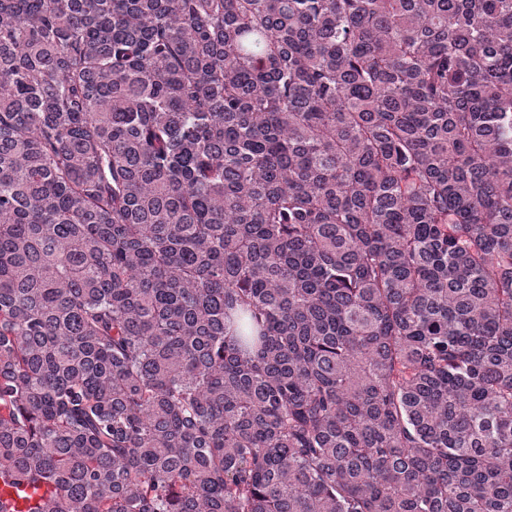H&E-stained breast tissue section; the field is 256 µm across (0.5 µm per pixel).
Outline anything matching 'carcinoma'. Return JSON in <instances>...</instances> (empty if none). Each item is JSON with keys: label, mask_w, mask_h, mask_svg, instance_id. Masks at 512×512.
I'll use <instances>...</instances> for the list:
<instances>
[{"label": "carcinoma", "mask_w": 512, "mask_h": 512, "mask_svg": "<svg viewBox=\"0 0 512 512\" xmlns=\"http://www.w3.org/2000/svg\"><path fill=\"white\" fill-rule=\"evenodd\" d=\"M4 476L512 512V0H0Z\"/></svg>", "instance_id": "obj_1"}]
</instances>
